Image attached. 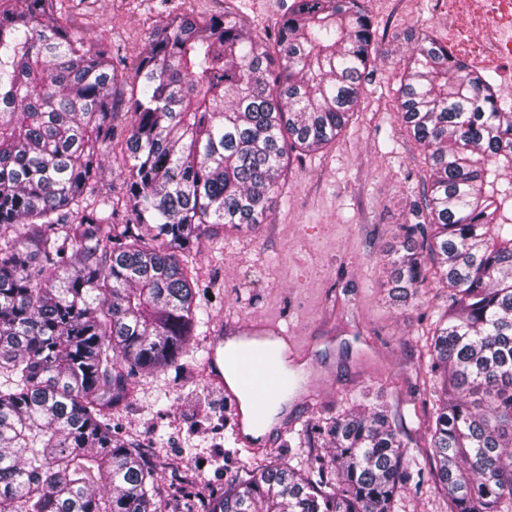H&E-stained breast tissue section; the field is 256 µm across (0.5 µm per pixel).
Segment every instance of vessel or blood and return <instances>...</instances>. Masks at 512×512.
<instances>
[{
  "mask_svg": "<svg viewBox=\"0 0 512 512\" xmlns=\"http://www.w3.org/2000/svg\"><path fill=\"white\" fill-rule=\"evenodd\" d=\"M287 332L258 321H225L205 342L210 384L224 393L237 444L258 450L270 446L272 431L265 428L267 404L287 396L295 382L285 367ZM235 371L224 377L225 366Z\"/></svg>",
  "mask_w": 512,
  "mask_h": 512,
  "instance_id": "vessel-or-blood-1",
  "label": "vessel or blood"
}]
</instances>
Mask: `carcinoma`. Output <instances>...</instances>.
<instances>
[{
	"label": "carcinoma",
	"instance_id": "obj_1",
	"mask_svg": "<svg viewBox=\"0 0 512 512\" xmlns=\"http://www.w3.org/2000/svg\"><path fill=\"white\" fill-rule=\"evenodd\" d=\"M57 2L0 0V512H168L112 407L204 324L187 253L206 226L264 223L288 150L347 127L373 23L361 0H293L272 53L227 16L167 19L125 103L120 201L98 188L120 74ZM395 109L429 164L415 216L431 236L400 242L394 297L431 277L452 289L426 345L441 380L429 461L448 512H512V104L421 33ZM321 433L329 462L197 487L201 512H397L425 470L381 403Z\"/></svg>",
	"mask_w": 512,
	"mask_h": 512
}]
</instances>
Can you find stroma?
I'll list each match as a JSON object with an SVG mask.
<instances>
[{"label": "stroma", "instance_id": "stroma-1", "mask_svg": "<svg viewBox=\"0 0 512 512\" xmlns=\"http://www.w3.org/2000/svg\"><path fill=\"white\" fill-rule=\"evenodd\" d=\"M292 0H65L73 24L91 41L111 43L120 67L133 74L156 24L167 15H230L252 34L275 35ZM376 30V69L348 128L322 151L291 155L281 176L283 201L265 223L218 231L202 239L192 262L198 301L211 323L260 319L280 325L298 347H313L311 397L289 398L294 429H307L301 447L279 439L262 454L236 453L229 425L212 412L224 398L196 373L205 330L164 372L142 373L112 409L118 437L132 441L163 470L166 501L178 498L182 464L220 489L267 464L298 465L330 458L319 427L357 403L362 391L381 396L409 454L429 453L431 381L424 371L428 337L448 305V287L432 283L419 299L391 296L390 261L405 225L414 221L429 169L422 147L400 125L395 91L411 35L448 40V17L433 0H363ZM164 434L165 447L155 445ZM403 512H448L431 473L401 490Z\"/></svg>", "mask_w": 512, "mask_h": 512}]
</instances>
